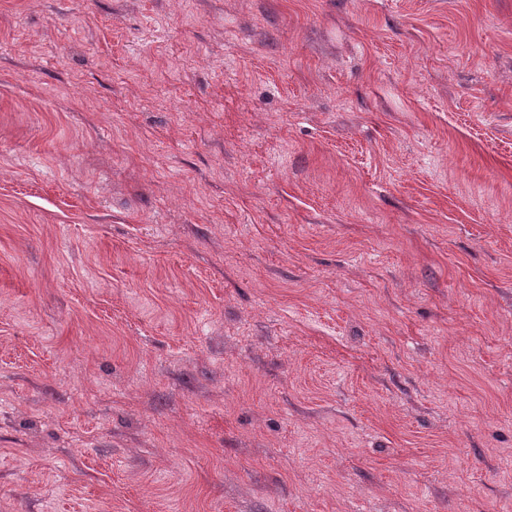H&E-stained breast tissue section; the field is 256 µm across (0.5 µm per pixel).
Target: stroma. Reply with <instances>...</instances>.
Wrapping results in <instances>:
<instances>
[{
  "mask_svg": "<svg viewBox=\"0 0 512 512\" xmlns=\"http://www.w3.org/2000/svg\"><path fill=\"white\" fill-rule=\"evenodd\" d=\"M0 512H512V0H0Z\"/></svg>",
  "mask_w": 512,
  "mask_h": 512,
  "instance_id": "obj_1",
  "label": "stroma"
}]
</instances>
